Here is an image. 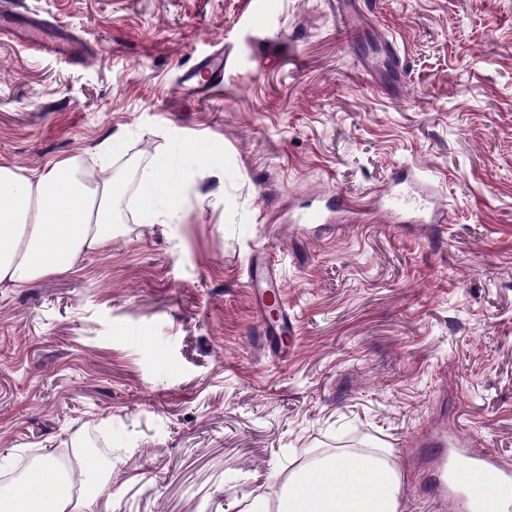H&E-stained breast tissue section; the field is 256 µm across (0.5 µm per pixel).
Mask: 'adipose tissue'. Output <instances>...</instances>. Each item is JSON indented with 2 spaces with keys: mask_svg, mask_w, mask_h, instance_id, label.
<instances>
[{
  "mask_svg": "<svg viewBox=\"0 0 512 512\" xmlns=\"http://www.w3.org/2000/svg\"><path fill=\"white\" fill-rule=\"evenodd\" d=\"M125 191L107 168L81 156L28 171L0 163V285L19 287L70 269L111 245L123 222ZM44 449L18 478L0 481V512H94L95 492L117 483L112 461L91 466L72 492ZM403 472L391 449L304 450L276 501L257 495L248 512H401Z\"/></svg>",
  "mask_w": 512,
  "mask_h": 512,
  "instance_id": "1",
  "label": "adipose tissue"
}]
</instances>
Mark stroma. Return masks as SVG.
I'll return each instance as SVG.
<instances>
[{
  "instance_id": "stroma-1",
  "label": "stroma",
  "mask_w": 512,
  "mask_h": 512,
  "mask_svg": "<svg viewBox=\"0 0 512 512\" xmlns=\"http://www.w3.org/2000/svg\"><path fill=\"white\" fill-rule=\"evenodd\" d=\"M20 2L86 59L0 38V162L109 148L128 210L107 251L0 288V459L78 444L121 475L98 512H244L299 449L387 444L401 512H469L429 484L440 448L512 465V0ZM159 158L184 223L139 221ZM402 171L442 223L296 221ZM266 256L291 330L262 346ZM183 83L194 82L202 93L208 92L224 79V53H215L202 59L181 76Z\"/></svg>"
}]
</instances>
